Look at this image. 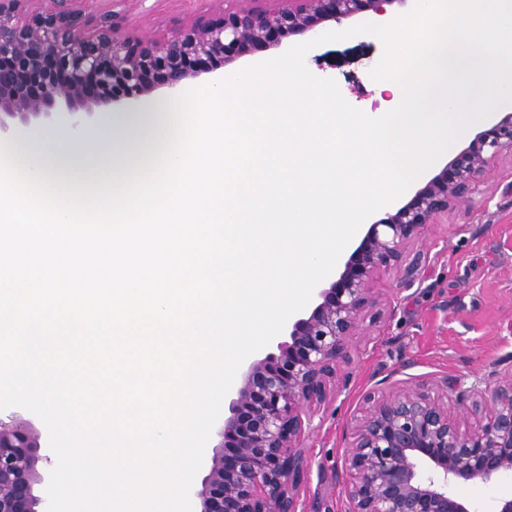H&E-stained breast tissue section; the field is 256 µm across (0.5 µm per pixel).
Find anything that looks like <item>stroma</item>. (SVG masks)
<instances>
[{
	"label": "stroma",
	"mask_w": 512,
	"mask_h": 512,
	"mask_svg": "<svg viewBox=\"0 0 512 512\" xmlns=\"http://www.w3.org/2000/svg\"><path fill=\"white\" fill-rule=\"evenodd\" d=\"M209 0H139L125 25L131 32L170 35L178 19H192ZM384 47L371 35L312 48L308 69L334 79L345 100L365 112L379 97L370 71ZM512 158L489 170L469 207L441 215L423 231V255L412 281L397 273L374 282L381 317L341 365L349 383L314 418L305 440L311 469L300 496L319 512H346L342 483L346 427L365 392L382 380H447L449 397L479 384L493 390L512 375Z\"/></svg>",
	"instance_id": "1"
}]
</instances>
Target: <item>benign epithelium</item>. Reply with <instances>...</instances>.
<instances>
[{
  "mask_svg": "<svg viewBox=\"0 0 512 512\" xmlns=\"http://www.w3.org/2000/svg\"><path fill=\"white\" fill-rule=\"evenodd\" d=\"M0 0V137H39L60 127L85 136L105 112L131 110L164 90L207 78L284 37H314L331 22L384 15L407 0H223L171 35L124 30L134 0ZM512 154V108L500 113L412 200L369 225L343 270L315 303L288 319L276 351L247 361L235 379L220 443L202 480L201 512H311L300 500L310 472L304 440L321 406L341 393L337 369L366 335L382 272L413 276L406 255L422 230L472 193L504 153ZM348 512H481L455 488L512 474V379L491 394L473 384L448 402V382H401L366 392L348 426ZM39 434L0 420V512H47L34 494Z\"/></svg>",
  "mask_w": 512,
  "mask_h": 512,
  "instance_id": "obj_1",
  "label": "benign epithelium"
}]
</instances>
